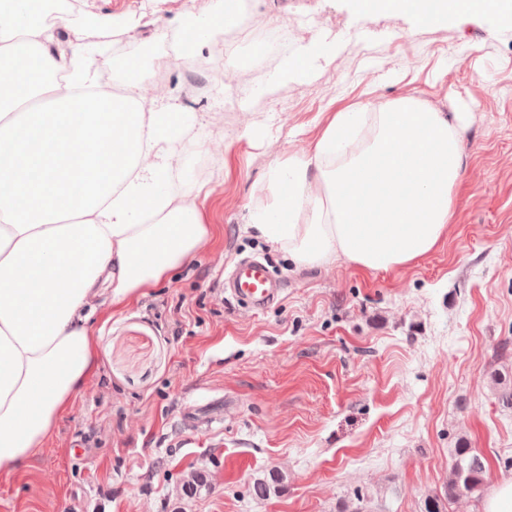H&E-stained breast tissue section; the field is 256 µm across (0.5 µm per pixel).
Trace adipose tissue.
I'll return each mask as SVG.
<instances>
[{
	"label": "adipose tissue",
	"mask_w": 512,
	"mask_h": 512,
	"mask_svg": "<svg viewBox=\"0 0 512 512\" xmlns=\"http://www.w3.org/2000/svg\"><path fill=\"white\" fill-rule=\"evenodd\" d=\"M432 25L465 14L512 21V0H356ZM227 27L224 0L184 12L182 50ZM98 46L59 50L29 0H0V475L42 448L95 370L89 303L112 307L183 266L212 235L189 192L172 188L192 113L97 91ZM469 115L414 95L333 113L312 150L270 166L249 223L293 264L389 271L447 238L464 173Z\"/></svg>",
	"instance_id": "1"
}]
</instances>
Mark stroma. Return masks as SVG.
Segmentation results:
<instances>
[{"label": "stroma", "instance_id": "1", "mask_svg": "<svg viewBox=\"0 0 512 512\" xmlns=\"http://www.w3.org/2000/svg\"><path fill=\"white\" fill-rule=\"evenodd\" d=\"M206 0H75L130 32L116 59L167 64L157 97L195 113L185 142L206 156L181 182L213 236L187 264L88 328L95 373L16 477L0 512H422L443 492L459 438L482 455L488 488L512 481V408L491 374L512 369V23L359 14L353 0H250L268 19L319 20L301 35L308 72L287 91L186 74L161 34ZM413 94L468 112L464 179L448 239L413 264L362 271L297 267L256 237L249 208L269 164L311 149L332 113ZM253 256L282 288L268 309L224 291L221 272ZM283 493L253 499L269 470ZM193 470L209 486L182 492Z\"/></svg>", "mask_w": 512, "mask_h": 512}]
</instances>
